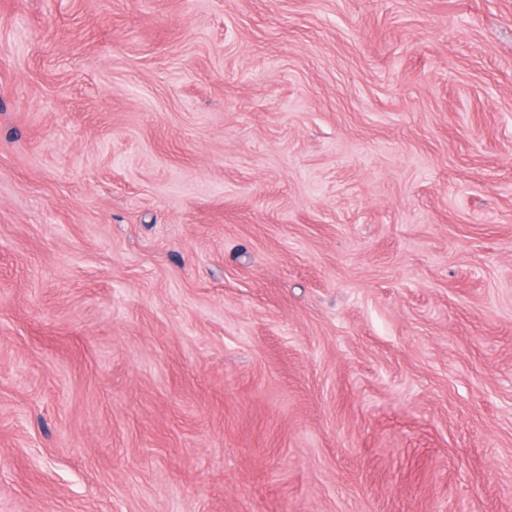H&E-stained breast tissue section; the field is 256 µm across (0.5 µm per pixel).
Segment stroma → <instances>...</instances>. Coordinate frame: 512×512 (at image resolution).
<instances>
[{
	"mask_svg": "<svg viewBox=\"0 0 512 512\" xmlns=\"http://www.w3.org/2000/svg\"><path fill=\"white\" fill-rule=\"evenodd\" d=\"M0 512H512V0H0Z\"/></svg>",
	"mask_w": 512,
	"mask_h": 512,
	"instance_id": "1",
	"label": "stroma"
}]
</instances>
